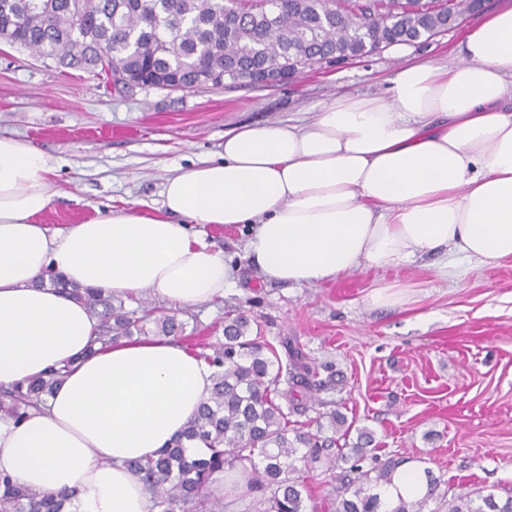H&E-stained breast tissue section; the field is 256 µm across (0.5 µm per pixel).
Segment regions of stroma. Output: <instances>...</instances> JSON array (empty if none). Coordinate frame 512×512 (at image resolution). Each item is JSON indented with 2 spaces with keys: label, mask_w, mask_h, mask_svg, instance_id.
Wrapping results in <instances>:
<instances>
[{
  "label": "stroma",
  "mask_w": 512,
  "mask_h": 512,
  "mask_svg": "<svg viewBox=\"0 0 512 512\" xmlns=\"http://www.w3.org/2000/svg\"><path fill=\"white\" fill-rule=\"evenodd\" d=\"M483 16L424 44L309 69L269 88L119 92L104 77L0 41V135L49 157L56 196L42 221L50 227L127 209L155 215L166 179L218 158L225 130L297 118L339 95L381 92L412 59L454 62L464 31ZM195 230L234 267V286L187 306L148 292L126 298L127 309L157 308L217 344L225 305L240 306L280 357L299 353L326 380L305 415L324 435L338 411L348 442L371 432L382 460L425 462L445 487L512 494V260L477 267L436 253L334 282L273 284L244 256L247 228ZM380 286L391 287L397 304L372 306Z\"/></svg>",
  "instance_id": "35a3bbf8"
}]
</instances>
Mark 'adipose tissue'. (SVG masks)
<instances>
[{"label": "adipose tissue", "mask_w": 512, "mask_h": 512, "mask_svg": "<svg viewBox=\"0 0 512 512\" xmlns=\"http://www.w3.org/2000/svg\"><path fill=\"white\" fill-rule=\"evenodd\" d=\"M52 171L42 152L0 137V389L71 367L45 406L0 419V473L71 493L65 512H153L128 464L183 430L211 370L165 336L91 351L96 319L39 279L54 271L106 294L213 300L233 269L191 222L249 226L246 255L272 283L440 251L482 266L512 259V8L467 32L452 65L410 62L384 92L336 97L309 120L226 130L219 160L166 180L162 215L51 228L41 217ZM425 491V463L408 461L379 494L390 510Z\"/></svg>", "instance_id": "1"}]
</instances>
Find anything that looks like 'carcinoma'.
Segmentation results:
<instances>
[{
  "label": "carcinoma",
  "mask_w": 512,
  "mask_h": 512,
  "mask_svg": "<svg viewBox=\"0 0 512 512\" xmlns=\"http://www.w3.org/2000/svg\"><path fill=\"white\" fill-rule=\"evenodd\" d=\"M276 10L269 24V7ZM448 0H0L5 43L55 61L62 68L98 69L117 85V72L145 84L165 80L178 89L204 86L207 76L228 75L235 85L249 72L294 68L301 60H358L379 47L428 40L448 30ZM83 303L97 318L94 342L153 333L182 342L186 325L174 315L150 319L114 302V296L66 281L51 272L39 280ZM155 329L147 328L149 323ZM249 317L224 311V342L187 346L213 370V386L172 445L154 457L129 462L156 512H224L211 486L234 473L245 493L231 503L241 512H309V486L296 462L325 459L330 469L352 461L336 478L332 512H380L375 489L401 464L376 462L372 436L359 432L347 450L338 440L290 426L307 407L301 390L321 388L319 372L251 335ZM66 368L0 390V417L22 420L42 406ZM440 481L428 492L399 501L390 512H427ZM67 495L16 484L0 474V512H63ZM448 512H512V496L496 499L464 485L448 497Z\"/></svg>",
  "instance_id": "1"
}]
</instances>
